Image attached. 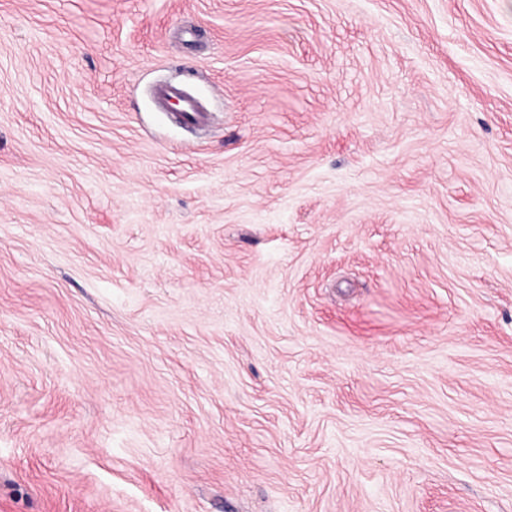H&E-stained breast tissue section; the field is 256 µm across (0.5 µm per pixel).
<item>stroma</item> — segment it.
<instances>
[{
	"instance_id": "stroma-1",
	"label": "stroma",
	"mask_w": 512,
	"mask_h": 512,
	"mask_svg": "<svg viewBox=\"0 0 512 512\" xmlns=\"http://www.w3.org/2000/svg\"><path fill=\"white\" fill-rule=\"evenodd\" d=\"M0 512H512V0H0ZM158 103L165 107L172 98L180 99L182 112L185 117L197 123L206 124L208 116L204 108L195 99L186 96L179 88L173 85H163L157 88Z\"/></svg>"
}]
</instances>
